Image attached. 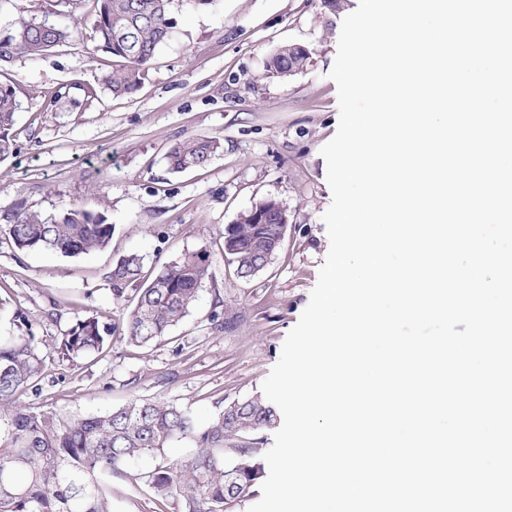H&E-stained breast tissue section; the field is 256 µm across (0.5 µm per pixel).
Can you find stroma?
Returning a JSON list of instances; mask_svg holds the SVG:
<instances>
[{
	"label": "stroma",
	"instance_id": "35a3bbf8",
	"mask_svg": "<svg viewBox=\"0 0 512 512\" xmlns=\"http://www.w3.org/2000/svg\"><path fill=\"white\" fill-rule=\"evenodd\" d=\"M357 0H174V27L132 95H112L104 74L121 59L95 51L94 17L83 37L0 66L20 103L16 150L0 162V225L17 205L57 214L83 203L114 232L109 246L76 257L18 251L0 237V336L22 312L42 339L46 369L22 405L65 416L101 415L138 398L191 408L206 421L218 402L261 393L283 342L309 303L329 251L322 219L332 201L321 148L339 124L338 89L328 76L343 19ZM313 54L291 78L267 62L284 45ZM216 136L224 151L206 167L175 173L169 147ZM290 215L281 249L255 277L224 258V227L265 199ZM207 251L213 277L180 323L149 345L112 337L103 352L68 361L54 343L76 321L112 323L126 302L106 278L137 252L156 272L188 251ZM186 444L165 459L144 457L104 482L112 512H159L145 475L186 460Z\"/></svg>",
	"mask_w": 512,
	"mask_h": 512
}]
</instances>
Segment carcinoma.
<instances>
[{"label": "carcinoma", "mask_w": 512, "mask_h": 512, "mask_svg": "<svg viewBox=\"0 0 512 512\" xmlns=\"http://www.w3.org/2000/svg\"><path fill=\"white\" fill-rule=\"evenodd\" d=\"M70 7L73 23L49 21L53 10L20 15L0 34V64L36 57L82 35L77 9L87 0H60ZM172 0H92L97 49L124 61L103 77L115 96L136 92L141 73L173 28ZM312 50L287 45L268 61L271 74L289 78L308 64ZM19 108L16 92L0 84V161L15 150L12 129ZM223 151L219 137L184 140L166 153L168 168L181 172L206 166ZM266 211V222L253 212ZM287 225L266 199L224 226V255L241 278L261 272L266 255L280 249ZM20 251L74 257L105 249L112 225L82 204L45 216L24 206L11 224L0 225ZM213 277L205 250L185 252L163 265L146 286L144 257L130 253L117 259L108 273L112 299L122 301L134 290V305L117 324L96 318L77 321L56 342L61 358L75 360L101 351L119 334L127 343L146 346L166 335L186 317L203 285ZM17 334L0 340V512H111L103 476L131 460L165 453L173 443L189 442L195 451L180 464L161 466L146 475L160 506L172 500L183 512H224V506L248 497L264 476V465L252 448L240 449L232 463L224 447L233 439L271 425L274 408L256 395L233 401L199 423L190 409L172 403L132 400L103 415L63 417L35 411L19 403L26 391H39L45 371L41 340L21 312H15Z\"/></svg>", "instance_id": "cac0c4a2"}]
</instances>
